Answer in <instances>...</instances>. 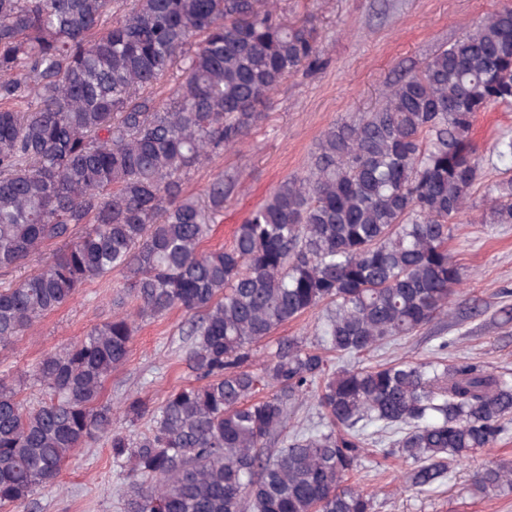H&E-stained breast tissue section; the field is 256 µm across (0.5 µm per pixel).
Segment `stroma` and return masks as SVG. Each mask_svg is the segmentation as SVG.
I'll use <instances>...</instances> for the list:
<instances>
[{
	"mask_svg": "<svg viewBox=\"0 0 512 512\" xmlns=\"http://www.w3.org/2000/svg\"><path fill=\"white\" fill-rule=\"evenodd\" d=\"M506 0H280L288 20L313 15L320 33V63L289 78L273 94L267 119L240 148L215 157L188 183L200 194L219 172L235 174L239 190L217 217L206 248L229 244L238 224L286 177L306 169L316 143L332 124L377 105L388 83L420 68L439 47L475 26ZM512 134V107L480 113L472 140L485 182L496 178L493 146ZM482 192L453 227L448 251L462 283L447 316L417 334L371 352L364 364L379 365L406 355L419 361L467 360L512 374V224L479 221ZM120 273L88 282L70 302L46 316L8 348H0V372L17 377L43 355L85 336L115 313ZM186 315L179 310L140 321L127 362L104 387L112 404L128 394L150 402L189 381L181 361ZM389 439L368 440L353 477L371 492L373 512H512V493L480 494L472 487L477 469L512 461V424L495 448L473 454L428 489L404 484L410 465L389 451ZM130 472L112 464L105 442L82 449L65 466L59 487L37 494L26 512H126Z\"/></svg>",
	"mask_w": 512,
	"mask_h": 512,
	"instance_id": "obj_1",
	"label": "stroma"
}]
</instances>
